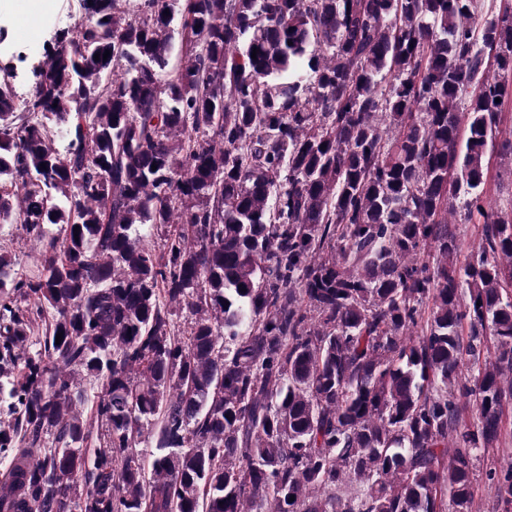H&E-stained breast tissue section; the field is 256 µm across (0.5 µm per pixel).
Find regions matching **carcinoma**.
<instances>
[{
    "label": "carcinoma",
    "instance_id": "obj_1",
    "mask_svg": "<svg viewBox=\"0 0 512 512\" xmlns=\"http://www.w3.org/2000/svg\"><path fill=\"white\" fill-rule=\"evenodd\" d=\"M80 6L19 105L0 60V224L42 247L19 277L0 244V512H473L512 404V8ZM512 166V155L501 154L497 149L492 151L489 160V171L485 185V205L487 207H498L506 204L512 194V185L503 186L501 174Z\"/></svg>",
    "mask_w": 512,
    "mask_h": 512
}]
</instances>
